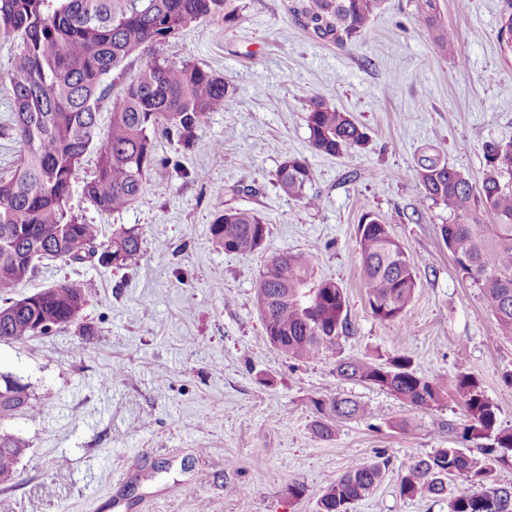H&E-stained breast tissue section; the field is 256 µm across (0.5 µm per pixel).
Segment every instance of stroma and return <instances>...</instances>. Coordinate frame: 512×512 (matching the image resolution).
Returning <instances> with one entry per match:
<instances>
[{
	"label": "stroma",
	"instance_id": "1",
	"mask_svg": "<svg viewBox=\"0 0 512 512\" xmlns=\"http://www.w3.org/2000/svg\"><path fill=\"white\" fill-rule=\"evenodd\" d=\"M295 0H239L242 19H206L155 46L160 59L190 60L237 90L210 113L198 146L159 137L151 173L169 186L127 211L72 207L110 232L138 225L141 254L124 269L56 262L16 289L23 298L62 281L82 283L88 304L72 325L24 343H0V372L31 386L33 413L11 422L26 444L0 512H315L324 488L355 461L390 458L383 480L349 512H447L446 499L407 498L399 473L411 458L464 447L465 411L455 396L434 410L387 390L347 382L333 359L300 363L265 339L255 284L271 255H312L313 279L344 290L351 322L343 357H411L418 372L464 368L512 427V336L502 335L479 288L458 271L440 233L443 213L408 175L427 146L481 179L486 142L512 140V58L499 49L512 0H439L458 60L440 56L416 22L417 0H387L369 32L338 45L299 25ZM323 95L369 136L362 152L315 154L305 116ZM220 150H208L210 141ZM314 172L308 209L288 198L274 172L285 153ZM180 161L188 178L172 167ZM382 170L373 178L371 170ZM225 208L261 213V250L224 252L208 228ZM380 214L414 261L419 286L407 313L372 314L354 260L358 224ZM345 394L368 417L315 437L312 401ZM305 488L291 496V485Z\"/></svg>",
	"mask_w": 512,
	"mask_h": 512
}]
</instances>
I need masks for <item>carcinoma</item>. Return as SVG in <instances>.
Wrapping results in <instances>:
<instances>
[{"label": "carcinoma", "mask_w": 512, "mask_h": 512, "mask_svg": "<svg viewBox=\"0 0 512 512\" xmlns=\"http://www.w3.org/2000/svg\"><path fill=\"white\" fill-rule=\"evenodd\" d=\"M235 0H0V35L15 44L11 62L13 123L5 134L23 150L12 170L0 177V343H24L38 335L39 324L61 328L75 322L87 304L79 282L53 284L22 299L10 295L35 273L31 259L84 263L122 269L140 254L139 228L114 224L104 234L72 208L75 194L97 210L119 213L142 195L166 187L149 182L157 163L158 133L178 136L187 149L208 115L228 108L234 87L199 65L169 63L147 54L153 46L193 24L224 16L238 23ZM386 0H304L297 13L305 28L328 41L345 44L363 37ZM418 24L434 38L438 51L457 56L439 0H417ZM500 52L512 58V13L501 17ZM142 54L137 73L118 94L106 77L130 55ZM110 100L108 130L99 131L101 102ZM308 142L317 154L343 158L365 147L368 135L351 113L324 96L309 102L305 117ZM95 169L79 176L85 158ZM485 170L476 182L428 147L411 168L424 197L448 212L440 232L462 276L481 289L483 300L502 334L512 336V141L485 145ZM275 182L288 197L307 208L319 204L308 193L313 171L306 157L287 153ZM215 243L228 253L247 255L261 249L269 227L260 213L226 208L209 226ZM356 260L373 315L400 319L418 288L409 255L389 225L365 213L357 234ZM312 256L282 252L266 264L255 285L254 305L264 334L279 353L302 362L336 355L350 333L343 288L331 278L311 281ZM336 374L375 385L423 410L440 407L447 395L441 379L419 373L410 357L385 360L346 357ZM466 417L462 439L476 449L438 448L401 470L400 494L408 498L448 495V483L465 487L448 495V512H512V486L494 478L495 467H512V428L501 427L498 405L480 381L457 371L451 385ZM312 431L333 437L337 422L366 417L369 408L336 395L313 400ZM33 409L30 385L0 374V428ZM26 451L17 437L0 431V485L15 477ZM390 459L354 462L322 491L317 512H348L384 478Z\"/></svg>", "instance_id": "carcinoma-1"}]
</instances>
